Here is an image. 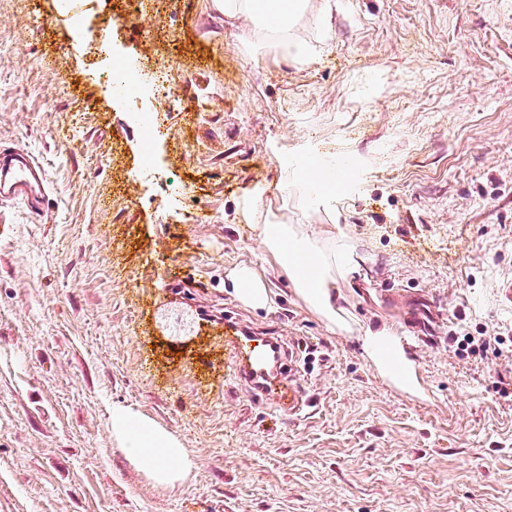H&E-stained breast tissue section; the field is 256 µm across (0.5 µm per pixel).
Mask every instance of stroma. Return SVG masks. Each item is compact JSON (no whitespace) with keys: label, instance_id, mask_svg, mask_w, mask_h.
<instances>
[{"label":"stroma","instance_id":"1","mask_svg":"<svg viewBox=\"0 0 512 512\" xmlns=\"http://www.w3.org/2000/svg\"><path fill=\"white\" fill-rule=\"evenodd\" d=\"M58 3L0 0V148L50 187L40 215L0 203V512H512V0H309L303 65L242 47L215 0ZM88 30L132 71L177 67L171 95L116 103ZM311 158L352 164L320 205L283 191ZM258 180L277 218L356 244L350 332L241 222ZM241 265L269 307L233 295ZM228 314L298 341L308 415L228 381ZM384 326L437 339L407 353L416 392L362 350ZM116 404L175 434L194 477L149 483L112 439Z\"/></svg>","mask_w":512,"mask_h":512}]
</instances>
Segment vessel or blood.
I'll return each instance as SVG.
<instances>
[{
	"label": "vessel or blood",
	"instance_id": "b4317fda",
	"mask_svg": "<svg viewBox=\"0 0 512 512\" xmlns=\"http://www.w3.org/2000/svg\"><path fill=\"white\" fill-rule=\"evenodd\" d=\"M46 173L40 163L21 149L0 151V197L25 203L42 212ZM229 375L249 395L273 412L294 419L312 405L307 382L298 369L293 349L283 337L253 333L227 323Z\"/></svg>",
	"mask_w": 512,
	"mask_h": 512
}]
</instances>
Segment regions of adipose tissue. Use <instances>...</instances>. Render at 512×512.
<instances>
[{"label": "adipose tissue", "mask_w": 512, "mask_h": 512, "mask_svg": "<svg viewBox=\"0 0 512 512\" xmlns=\"http://www.w3.org/2000/svg\"><path fill=\"white\" fill-rule=\"evenodd\" d=\"M308 0H216L227 21L248 19L252 26L243 32V47L256 44L264 34L278 38L291 62L306 60L311 48L293 31L303 17ZM269 191L266 182H256L239 203L242 218L257 225L262 242L277 267L287 273L296 295L329 325L347 329L344 309L338 304L336 286L348 279L360 256L344 238H319L304 225L272 220L263 202ZM237 298L246 306L262 308L270 301L264 277L240 266L229 275ZM362 348L380 373L404 391L417 385L412 364L390 329L367 332ZM112 438L130 463L148 480L173 487L192 477L197 462L179 439L141 413L118 405L112 409Z\"/></svg>", "instance_id": "ef3b65f1"}]
</instances>
